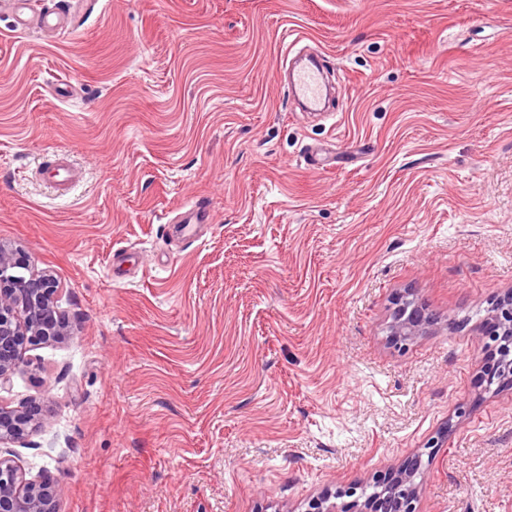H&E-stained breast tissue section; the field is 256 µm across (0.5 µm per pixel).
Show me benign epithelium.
Here are the masks:
<instances>
[{"mask_svg": "<svg viewBox=\"0 0 512 512\" xmlns=\"http://www.w3.org/2000/svg\"><path fill=\"white\" fill-rule=\"evenodd\" d=\"M26 266L16 251L0 242V386L26 366L25 351L56 342L70 334L58 307L60 288L49 274L25 278L16 269ZM437 324L414 299L401 297L391 325L393 341H410ZM480 338L497 353V371L483 376L486 390L512 388V294L499 300L487 317ZM35 403L22 409L0 403V445L20 443L37 420ZM421 466L416 458L400 466L375 490L357 493L358 486L326 489L308 502L304 512H416ZM0 512H56V487L46 479H27L16 462L0 455Z\"/></svg>", "mask_w": 512, "mask_h": 512, "instance_id": "benign-epithelium-1", "label": "benign epithelium"}]
</instances>
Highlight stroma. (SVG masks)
<instances>
[{"mask_svg":"<svg viewBox=\"0 0 512 512\" xmlns=\"http://www.w3.org/2000/svg\"><path fill=\"white\" fill-rule=\"evenodd\" d=\"M32 3L64 30L0 0V241L73 333L0 387L40 406L0 454L57 512H302L416 454L417 512H512L477 336L512 293V0ZM289 27L334 111L276 80ZM191 203L193 243L167 218ZM407 293L438 323L399 346Z\"/></svg>","mask_w":512,"mask_h":512,"instance_id":"1","label":"stroma"}]
</instances>
